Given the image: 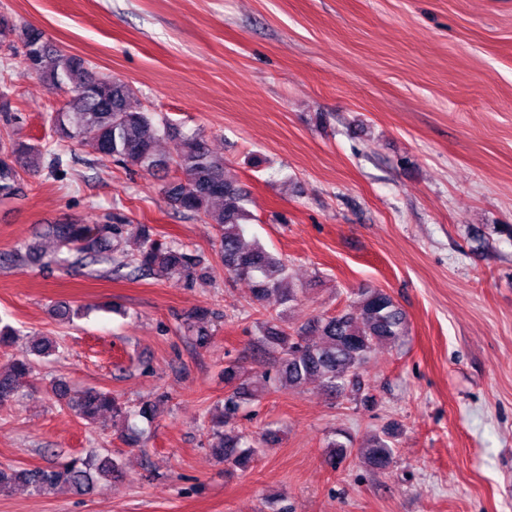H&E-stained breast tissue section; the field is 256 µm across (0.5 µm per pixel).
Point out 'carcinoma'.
Segmentation results:
<instances>
[{
	"label": "carcinoma",
	"instance_id": "1",
	"mask_svg": "<svg viewBox=\"0 0 512 512\" xmlns=\"http://www.w3.org/2000/svg\"><path fill=\"white\" fill-rule=\"evenodd\" d=\"M15 53L31 56V71L55 87L67 86L71 95L64 108L50 113V123L57 142H89L101 158L129 168L156 174L168 167V161L157 153L158 143L170 131V125L159 126L153 114L137 110L130 104L129 86L119 78L94 70L83 58L53 48L34 26L21 28L19 45H9ZM49 162H44L45 156ZM63 165L62 154L44 150L35 144L0 140V199L21 192L22 174H35L47 169L53 176ZM180 175L165 182L164 192L171 207L180 213L204 217L216 225L219 248L225 271L254 283L253 298L257 302L276 293L287 304L296 299L293 288L283 287L286 272L284 260L257 239L245 241V224L252 216L244 206V195L234 181L224 176V159L212 155L202 136L194 134L183 139V150L175 162ZM220 206L213 207L214 203ZM56 238L71 246L80 261L89 264H112L116 272L124 268L138 275L178 276L188 278L196 260L179 244H163L152 238L146 224H130L127 218L114 213L109 223L97 225L56 224ZM138 242L136 251L124 259L113 256L114 249L127 236ZM208 311L188 317L187 331L195 334V342L205 345L209 336L196 324L203 322ZM260 342L269 348L275 364V388L298 389L316 379L330 395L340 396L361 389L360 370L373 346L381 341H395L407 333L406 316L393 297L382 289L360 293L350 309L333 316L316 315L305 325L290 330L281 318L271 317L257 325ZM56 345L45 339L29 351L16 355L5 370L0 369V406L12 402L18 394L16 380L33 371L31 356L46 357ZM224 383L229 394L224 408L212 415V454L231 469L244 470L257 454L252 440L239 432L227 434L222 427L240 408L242 400L257 397L271 390L267 376L252 381L239 365L224 368ZM54 396L76 416L91 424L109 413L126 423L123 440L140 445V432L133 420L151 421L155 405L150 400L130 409L107 392L88 388L81 394H70L67 383L52 384ZM394 455L391 434H375L363 449L364 463L376 470H386ZM122 476L120 463L109 456L91 454L64 464L0 471V491L21 484L38 493L69 490L75 495L93 491L101 479Z\"/></svg>",
	"mask_w": 512,
	"mask_h": 512
}]
</instances>
